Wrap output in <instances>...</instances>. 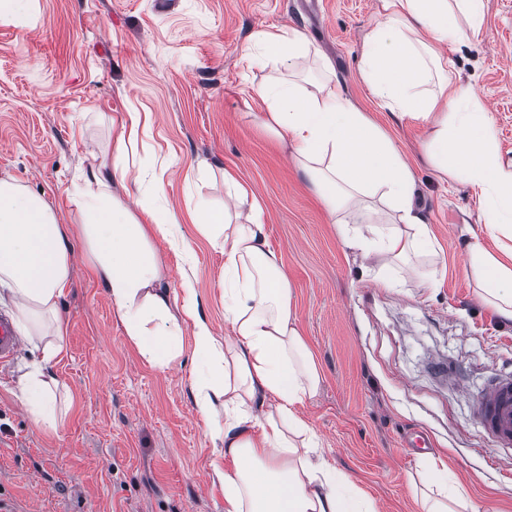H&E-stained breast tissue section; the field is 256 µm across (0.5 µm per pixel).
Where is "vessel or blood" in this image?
<instances>
[{
    "instance_id": "obj_1",
    "label": "vessel or blood",
    "mask_w": 512,
    "mask_h": 512,
    "mask_svg": "<svg viewBox=\"0 0 512 512\" xmlns=\"http://www.w3.org/2000/svg\"><path fill=\"white\" fill-rule=\"evenodd\" d=\"M20 348L8 317L0 316V366L10 363ZM480 423L495 446H512V373L497 375L477 397Z\"/></svg>"
}]
</instances>
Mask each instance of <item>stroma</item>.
Returning <instances> with one entry per match:
<instances>
[{"mask_svg":"<svg viewBox=\"0 0 512 512\" xmlns=\"http://www.w3.org/2000/svg\"><path fill=\"white\" fill-rule=\"evenodd\" d=\"M376 0H34L22 20H0V175L54 202L72 225L79 169L111 159L130 113L139 137L128 164L150 178L118 198L169 209L189 250L158 239L162 284L191 280L216 339L224 320V255L191 215L224 207L233 174L264 210L271 247L292 286V308L322 383L303 409L326 460L349 473L379 512H416L412 476L465 487L480 512H512V451L495 448L473 396L512 371V324L476 299L466 246L480 231L479 201L425 161L430 129L398 118L359 73ZM288 26L330 61L342 91L385 130L413 170L430 234L433 285L411 268L362 260L286 148L260 126L253 87L278 74L243 57L254 32ZM452 75L492 112L499 152L512 162V0H485L480 34L442 47ZM202 175L186 181L188 170ZM67 327L52 371L64 406L56 429L30 421L18 379L34 356L21 348L0 368V507L5 512H224L213 471L224 455L191 391V323L184 355L160 371L128 342L74 229ZM426 432L415 452L403 438Z\"/></svg>","mask_w":512,"mask_h":512,"instance_id":"1","label":"stroma"}]
</instances>
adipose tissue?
Returning <instances> with one entry per match:
<instances>
[{
    "label": "adipose tissue",
    "instance_id": "1",
    "mask_svg": "<svg viewBox=\"0 0 512 512\" xmlns=\"http://www.w3.org/2000/svg\"><path fill=\"white\" fill-rule=\"evenodd\" d=\"M484 0H381L362 39L360 74L381 106L430 125L424 155L440 175L474 189L479 221L492 239L507 238L512 257V163L498 150L491 112L467 86L454 83L436 47L478 35ZM465 25H458L456 15ZM260 62L293 69L311 43L288 27L251 38ZM266 106L263 128L306 174L340 226L347 246L361 254L398 260L428 253V224L415 201V175L390 137L332 81L303 93L290 81L259 85ZM133 135L118 132L111 165L82 171L70 201L87 239L97 281L106 288L129 343L151 367L166 370L183 354L182 316L194 322L199 371L195 404L226 465L215 469L224 512H377L373 499L322 456L316 435L298 408L321 385L313 354L291 307L292 286L268 242L263 209L244 186L225 174L233 209L247 208L231 224L205 211L194 221L224 253V319L234 335L218 343L193 307L176 314L177 299L162 285L155 238L182 249L174 215L147 210L138 218L112 193L128 177ZM72 241L55 205L9 175L0 176V285L16 304L17 327L32 335L50 315L51 339L20 378L17 397L33 423L56 429L58 379L50 362L64 349L66 327L58 309L70 282ZM478 297L512 322V264L498 260L480 238L468 244ZM421 512H465V489L447 493L422 478Z\"/></svg>",
    "mask_w": 512,
    "mask_h": 512
}]
</instances>
